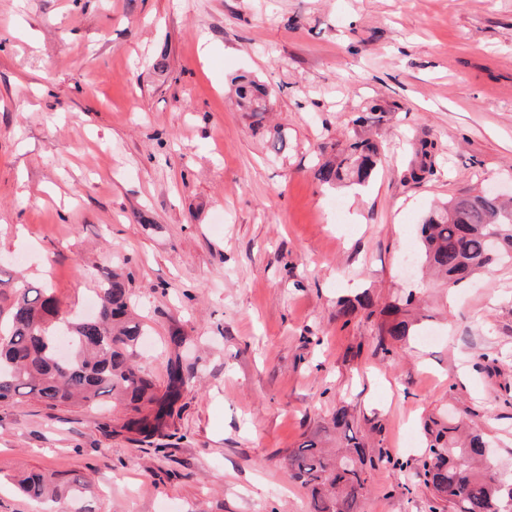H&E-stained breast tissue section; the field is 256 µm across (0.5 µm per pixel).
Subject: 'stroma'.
I'll use <instances>...</instances> for the list:
<instances>
[{
	"instance_id": "1",
	"label": "stroma",
	"mask_w": 512,
	"mask_h": 512,
	"mask_svg": "<svg viewBox=\"0 0 512 512\" xmlns=\"http://www.w3.org/2000/svg\"><path fill=\"white\" fill-rule=\"evenodd\" d=\"M240 75L272 89L262 119L236 107ZM361 116L376 173L321 185V148ZM488 189H512V0H0V272L67 313L123 267L140 364L163 383L176 329L196 375L158 454L117 431L122 407L0 401V512H69L17 492L29 470L80 473L94 512H310L284 458L336 405L413 461L452 393L511 468L512 360L489 365L512 357V263L426 288L396 359L366 310L336 317L393 301L430 206ZM404 479L373 471L359 512H425Z\"/></svg>"
}]
</instances>
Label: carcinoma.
<instances>
[{
    "instance_id": "carcinoma-1",
    "label": "carcinoma",
    "mask_w": 512,
    "mask_h": 512,
    "mask_svg": "<svg viewBox=\"0 0 512 512\" xmlns=\"http://www.w3.org/2000/svg\"><path fill=\"white\" fill-rule=\"evenodd\" d=\"M243 111L262 116L271 92L254 79L235 86ZM415 179L433 171V146L422 144ZM379 162V149L358 133L332 160L319 165L315 178L324 185L363 183ZM419 260L426 273L456 288L474 276L494 274L512 261V199L502 201L485 192L455 196L426 214L419 230ZM11 289L5 294L4 289ZM127 277L113 273L99 289L96 316L61 313L47 288L20 278L0 277V400L22 402L30 397L55 408H93L104 399L124 405L121 430L131 440L156 452L160 439L180 416L181 401L193 379L183 360L187 337L169 336L173 355L166 363V380L159 387L139 365V346L146 325L130 311ZM373 306L368 296L337 303V317L350 322L356 306ZM420 309L416 293L408 291L385 305L379 314L376 349L388 356L414 326ZM479 416L466 409L458 417L429 416L423 424L425 452L417 460L416 476L431 493L427 512H512V479L496 468L485 449L492 441ZM290 477L305 491L311 512H357L368 490L370 472L381 466L400 471L409 463L393 458L370 440L347 406L336 407L329 426L304 436L285 457ZM27 498L45 503L65 497L79 504L76 512H92L85 504L87 484L75 473L47 476L31 470L17 478Z\"/></svg>"
}]
</instances>
